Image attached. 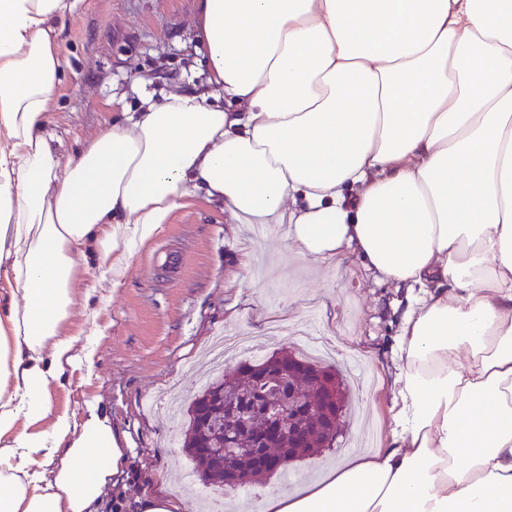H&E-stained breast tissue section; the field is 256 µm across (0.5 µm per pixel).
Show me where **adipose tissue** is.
Listing matches in <instances>:
<instances>
[{
	"label": "adipose tissue",
	"mask_w": 512,
	"mask_h": 512,
	"mask_svg": "<svg viewBox=\"0 0 512 512\" xmlns=\"http://www.w3.org/2000/svg\"><path fill=\"white\" fill-rule=\"evenodd\" d=\"M82 3L0 0V512H95L125 450L54 409L99 333L75 259L121 287L198 195L407 290L386 446L259 512H512V0H200L210 94L64 161L46 113Z\"/></svg>",
	"instance_id": "adipose-tissue-1"
}]
</instances>
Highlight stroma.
<instances>
[{
  "instance_id": "35a3bbf8",
  "label": "stroma",
  "mask_w": 512,
  "mask_h": 512,
  "mask_svg": "<svg viewBox=\"0 0 512 512\" xmlns=\"http://www.w3.org/2000/svg\"><path fill=\"white\" fill-rule=\"evenodd\" d=\"M198 0H84L65 21L58 41L62 82L48 127L63 158L85 139L139 111L144 95L162 101L172 90L205 93L208 68L196 54ZM284 227L256 236L229 223L222 206L197 197L175 210L158 233L137 247L121 288L98 290L102 335L92 337V372L74 371L54 407L82 419L97 402L127 450L100 496L97 512H139L150 495L196 512L208 494L182 449L187 420L170 418L163 404L190 400L208 378L238 361L283 349L305 354L306 333L322 337L325 354L313 361L336 367L349 382L352 411L340 422L335 448L290 464L287 476L225 496L226 512H257L266 488L289 491L319 480L352 454L362 427L381 445L390 421L392 351L405 309L403 290L380 281L355 256L327 263L288 250ZM247 255V270L235 258ZM243 335L248 349L215 367L204 350L219 334Z\"/></svg>"
}]
</instances>
